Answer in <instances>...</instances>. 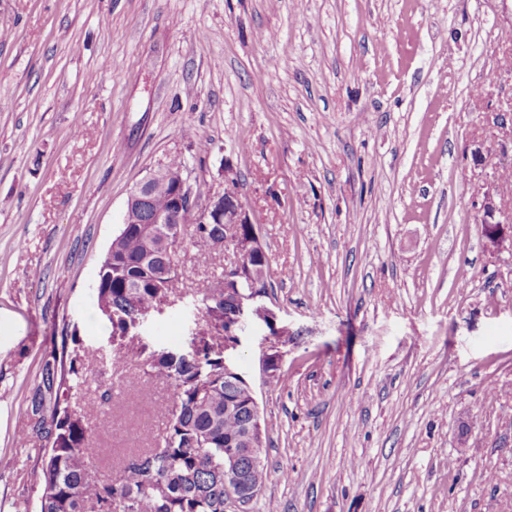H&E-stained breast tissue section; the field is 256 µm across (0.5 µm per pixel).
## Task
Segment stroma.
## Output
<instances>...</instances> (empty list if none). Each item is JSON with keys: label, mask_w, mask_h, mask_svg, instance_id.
Returning a JSON list of instances; mask_svg holds the SVG:
<instances>
[{"label": "stroma", "mask_w": 512, "mask_h": 512, "mask_svg": "<svg viewBox=\"0 0 512 512\" xmlns=\"http://www.w3.org/2000/svg\"><path fill=\"white\" fill-rule=\"evenodd\" d=\"M509 46L501 0H0V512L37 510L45 361L120 350L93 314L100 261L175 155L203 196L232 167L284 330L250 322L230 353L268 477L224 512H512V256L480 227L488 191L512 222ZM178 260L152 350L189 349L224 271L189 240ZM172 394L90 368L101 477L162 436Z\"/></svg>", "instance_id": "stroma-1"}]
</instances>
